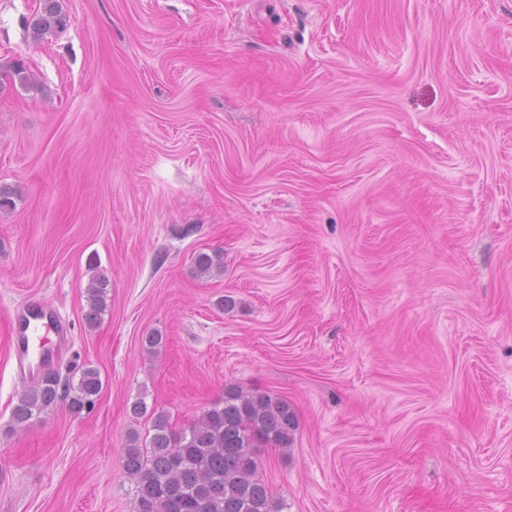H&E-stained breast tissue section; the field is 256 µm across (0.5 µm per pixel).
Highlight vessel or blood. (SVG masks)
<instances>
[{
    "label": "vessel or blood",
    "instance_id": "vessel-or-blood-1",
    "mask_svg": "<svg viewBox=\"0 0 512 512\" xmlns=\"http://www.w3.org/2000/svg\"><path fill=\"white\" fill-rule=\"evenodd\" d=\"M13 349L20 370L40 379L41 370L52 361L67 339L66 329L46 302H27L14 312Z\"/></svg>",
    "mask_w": 512,
    "mask_h": 512
}]
</instances>
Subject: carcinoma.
<instances>
[{"instance_id":"carcinoma-1","label":"carcinoma","mask_w":512,"mask_h":512,"mask_svg":"<svg viewBox=\"0 0 512 512\" xmlns=\"http://www.w3.org/2000/svg\"><path fill=\"white\" fill-rule=\"evenodd\" d=\"M31 26L43 41L63 32L69 16L54 0ZM195 270L200 275L224 271L220 255L201 253ZM107 281L95 278L88 288L86 321L94 327L106 309ZM102 390L98 370L87 367L77 385L60 384L48 373L33 380L12 409L15 424L23 425L34 415L61 402L75 414L91 409ZM297 416L287 400L271 393L224 390V400L214 404L187 427L175 431L166 415L153 421L149 444L136 432L128 435L122 467L134 482L137 512H282L259 477L261 448H287L293 441Z\"/></svg>"}]
</instances>
